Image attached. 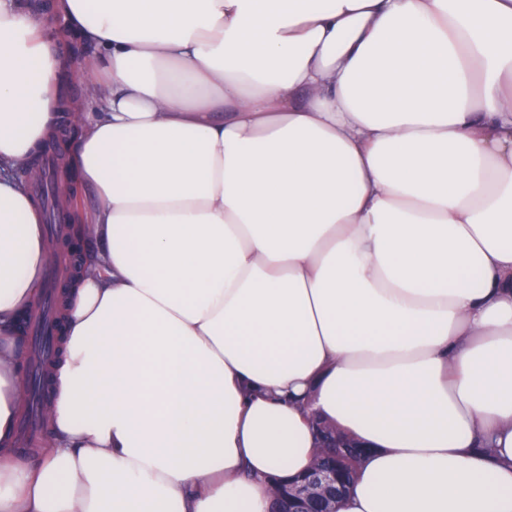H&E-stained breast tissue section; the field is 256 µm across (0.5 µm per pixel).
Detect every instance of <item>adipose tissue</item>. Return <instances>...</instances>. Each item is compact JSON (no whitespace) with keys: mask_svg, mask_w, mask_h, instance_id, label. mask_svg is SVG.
<instances>
[{"mask_svg":"<svg viewBox=\"0 0 512 512\" xmlns=\"http://www.w3.org/2000/svg\"><path fill=\"white\" fill-rule=\"evenodd\" d=\"M52 13L97 206L23 457ZM318 420L336 512H512V0H0V512H270ZM65 96L75 99L76 105L84 107L88 101L87 84L83 70L71 69L67 78V91Z\"/></svg>","mask_w":512,"mask_h":512,"instance_id":"obj_1","label":"adipose tissue"}]
</instances>
